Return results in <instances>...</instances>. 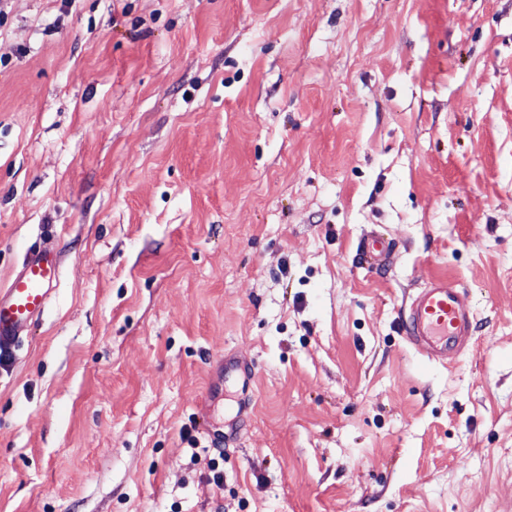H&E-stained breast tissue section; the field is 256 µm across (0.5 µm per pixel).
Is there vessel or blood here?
Returning <instances> with one entry per match:
<instances>
[{
	"mask_svg": "<svg viewBox=\"0 0 512 512\" xmlns=\"http://www.w3.org/2000/svg\"><path fill=\"white\" fill-rule=\"evenodd\" d=\"M59 275L57 259L33 255L0 291V341L19 336L22 327L45 310ZM471 311L460 301L457 286L434 277L404 310L401 326L406 340L430 360H453L470 344Z\"/></svg>",
	"mask_w": 512,
	"mask_h": 512,
	"instance_id": "1",
	"label": "vessel or blood"
}]
</instances>
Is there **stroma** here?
<instances>
[{"label":"stroma","instance_id":"obj_1","mask_svg":"<svg viewBox=\"0 0 512 512\" xmlns=\"http://www.w3.org/2000/svg\"><path fill=\"white\" fill-rule=\"evenodd\" d=\"M33 251L0 512H512V0H0V289ZM459 296L454 283L433 277L403 312L405 339L429 360L452 361L470 344L472 314Z\"/></svg>","mask_w":512,"mask_h":512}]
</instances>
